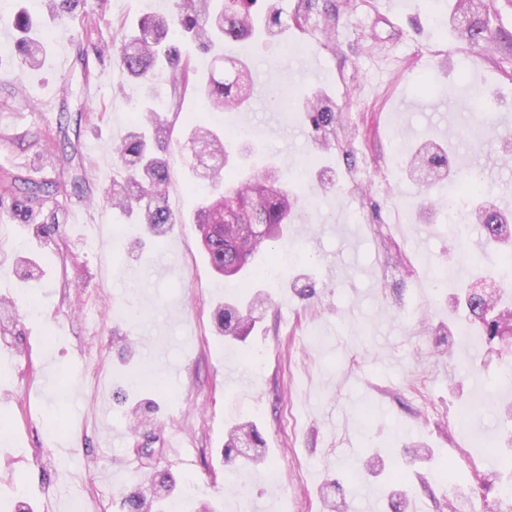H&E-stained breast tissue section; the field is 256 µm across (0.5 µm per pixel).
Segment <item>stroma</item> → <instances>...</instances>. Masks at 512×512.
<instances>
[{
	"label": "stroma",
	"instance_id": "1",
	"mask_svg": "<svg viewBox=\"0 0 512 512\" xmlns=\"http://www.w3.org/2000/svg\"><path fill=\"white\" fill-rule=\"evenodd\" d=\"M168 5L87 0L71 25L40 20L44 64L0 84V184L37 172L59 185L36 224L0 204V512H121L124 491L157 470L183 490L176 512L192 498L218 512H392L397 491L426 512H448L460 492L474 512H497L507 475L494 446L512 434V386L475 412L483 435L460 413L512 365V348L488 342L461 302L499 256L450 244L447 181L409 174L403 155L446 145L456 181L477 171L488 205L512 198V164L492 161L512 146V6L483 0L481 47L449 27L448 0L394 15L340 0L331 38L292 30L225 46L250 66L253 108L210 112L187 92L167 155L181 221L158 234L105 201L141 91L96 48ZM317 90L336 106L327 152L283 105ZM198 124L291 175L297 260L279 283L211 269L192 222L204 173L185 152ZM67 140L82 156L80 193L54 158ZM245 289L269 300L225 341L217 308ZM245 421L264 446L238 476L224 439ZM144 443L152 462L136 453Z\"/></svg>",
	"mask_w": 512,
	"mask_h": 512
}]
</instances>
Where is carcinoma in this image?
I'll return each mask as SVG.
<instances>
[{
	"label": "carcinoma",
	"instance_id": "carcinoma-1",
	"mask_svg": "<svg viewBox=\"0 0 512 512\" xmlns=\"http://www.w3.org/2000/svg\"><path fill=\"white\" fill-rule=\"evenodd\" d=\"M42 9L50 20L63 24L79 15L84 0H42ZM313 11L324 14L327 22H334L338 12L336 0H299L291 18L280 0H170L167 13L140 19L122 35L119 44H106L101 51L112 54L116 67L144 91L148 100L158 98V80L162 79L169 86L175 108L181 90L192 83L209 111L242 112L254 98V82L246 63L216 57L214 61L228 63L231 69L216 68L208 82H192L190 67L182 60L177 43L189 40L207 51L216 43L245 41L260 34L267 40H278L288 32V23L301 27ZM450 11L462 18L460 38L467 45L476 47L488 41L487 26L479 18L475 0H454ZM13 24L19 33L17 64L37 66L47 54V47L32 36V18L21 9L14 15ZM144 111V122L119 138L115 155L125 177L121 182H112L109 201L120 214L155 231L179 223L180 218L167 201L171 185L166 157L170 125L157 107L149 105ZM300 111L315 134L316 143L323 149L330 148L336 106L314 94L305 99ZM191 142L205 145L208 154L216 159L208 190L195 214L196 224L214 225L206 249L211 266L219 271L229 267L237 275L261 253L270 263H276L279 243L286 237L296 201L288 189V180L281 177L271 186L267 171L258 170L251 179L237 185L231 175L235 165L229 163L230 143L220 132L197 125L192 130ZM419 160L433 171L435 180L440 178L441 167L448 165L447 157L439 153L421 156ZM6 191L13 198V213L26 218L35 215V207L43 205L59 188L51 182L19 177ZM478 224L483 248L496 249L512 241V226L504 223L496 211L481 210ZM490 304L497 305L495 296L476 292L468 293L465 300L468 319L479 321L483 335L493 342L499 338L501 327L495 315L488 311ZM250 309L252 304L245 305L235 298L219 306L217 321L224 338L242 335L244 311ZM263 443L255 425L237 424L224 443L226 465L236 472L249 471L259 458L258 449ZM174 488L170 473L156 470L147 484L123 496V512H167Z\"/></svg>",
	"mask_w": 512,
	"mask_h": 512
}]
</instances>
